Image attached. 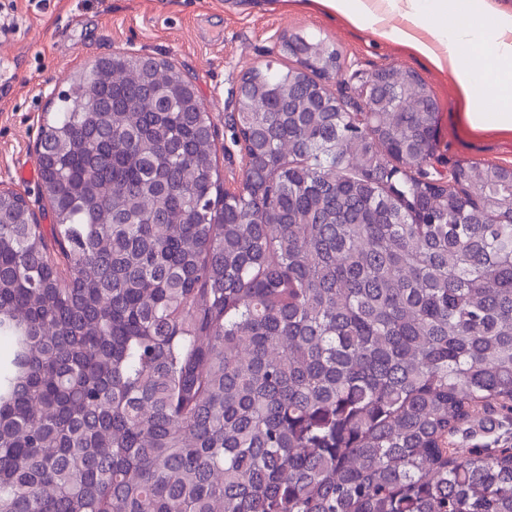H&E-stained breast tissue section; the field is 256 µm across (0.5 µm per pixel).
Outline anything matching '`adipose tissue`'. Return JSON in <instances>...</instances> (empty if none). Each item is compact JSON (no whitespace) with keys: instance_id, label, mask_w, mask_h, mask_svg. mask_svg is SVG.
<instances>
[{"instance_id":"obj_1","label":"adipose tissue","mask_w":512,"mask_h":512,"mask_svg":"<svg viewBox=\"0 0 512 512\" xmlns=\"http://www.w3.org/2000/svg\"><path fill=\"white\" fill-rule=\"evenodd\" d=\"M293 8L340 14L354 25L400 43L439 71L451 73L472 133L512 134V13L491 9L487 0H282ZM404 26L387 24V15ZM447 25H439L442 16ZM494 94L479 99L481 88Z\"/></svg>"}]
</instances>
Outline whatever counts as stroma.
Listing matches in <instances>:
<instances>
[{
  "instance_id": "stroma-1",
  "label": "stroma",
  "mask_w": 512,
  "mask_h": 512,
  "mask_svg": "<svg viewBox=\"0 0 512 512\" xmlns=\"http://www.w3.org/2000/svg\"><path fill=\"white\" fill-rule=\"evenodd\" d=\"M294 33L328 40L348 73L393 65L417 73L439 104L443 170L460 161L512 166V136H476L466 129L450 75L339 15L287 10L280 0H0V183L21 193L42 224H51L40 178L18 177L20 168L37 163L43 116L81 68L115 52L136 51L172 61L194 84L215 127L224 186L238 187L244 161L233 142L231 114L241 77L269 62L291 64L278 40ZM452 440L466 449L512 448V418L469 420Z\"/></svg>"
}]
</instances>
